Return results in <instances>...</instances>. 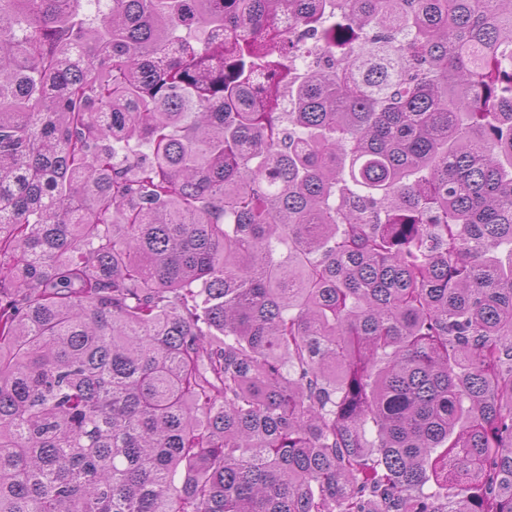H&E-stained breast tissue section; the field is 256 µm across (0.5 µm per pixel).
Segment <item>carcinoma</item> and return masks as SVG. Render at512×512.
Masks as SVG:
<instances>
[{
    "label": "carcinoma",
    "mask_w": 512,
    "mask_h": 512,
    "mask_svg": "<svg viewBox=\"0 0 512 512\" xmlns=\"http://www.w3.org/2000/svg\"><path fill=\"white\" fill-rule=\"evenodd\" d=\"M512 0H0V512H512Z\"/></svg>",
    "instance_id": "obj_1"
}]
</instances>
